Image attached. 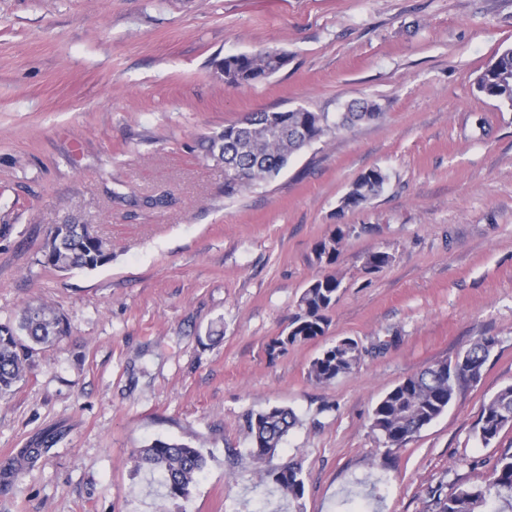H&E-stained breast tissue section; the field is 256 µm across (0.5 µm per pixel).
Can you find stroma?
Returning a JSON list of instances; mask_svg holds the SVG:
<instances>
[{"mask_svg":"<svg viewBox=\"0 0 512 512\" xmlns=\"http://www.w3.org/2000/svg\"><path fill=\"white\" fill-rule=\"evenodd\" d=\"M512 47V0H0V323L30 303L70 332L0 398V512H432L439 485L484 482L512 428L475 438L512 384V108L477 79ZM287 52L286 68L230 88L227 55ZM382 115L297 152L232 196L202 138L260 111L337 122ZM387 175L340 211L354 181ZM86 224L112 258L41 262L52 225ZM353 229L335 264L315 246ZM376 250L380 271L364 268ZM342 281L325 336L269 354L304 289ZM496 345L477 384L401 448L371 427L377 401L472 341ZM355 339L362 359L328 384L316 355ZM298 423L273 458L301 460L294 503L260 482L244 417ZM156 439L207 458L171 501L132 454ZM27 448L41 449L34 461ZM386 180L387 176L381 169H368L358 177L350 191L343 198L341 210L359 207L367 203L380 192Z\"/></svg>","mask_w":512,"mask_h":512,"instance_id":"1","label":"stroma"}]
</instances>
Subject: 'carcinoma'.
I'll return each mask as SVG.
<instances>
[{"label": "carcinoma", "mask_w": 512, "mask_h": 512, "mask_svg": "<svg viewBox=\"0 0 512 512\" xmlns=\"http://www.w3.org/2000/svg\"><path fill=\"white\" fill-rule=\"evenodd\" d=\"M288 54L282 50L263 49L254 53L228 55L217 70L230 87L254 85L282 70ZM483 95L512 107V48L503 50L478 79ZM379 107L369 101L350 104L337 123L306 109L253 112L246 121L224 127L220 140L209 141L208 150H220L224 160V194H237L257 182L277 177L282 160L294 149V133L306 128L308 135L319 139L328 132L349 128L362 121L379 117ZM387 180L379 168L362 173L343 198L341 208L359 207L379 193ZM352 233L348 226H338L315 246L317 260L336 262L342 241ZM44 263L60 270L94 269L111 260L106 243L93 234L86 224H63L53 228L45 243ZM392 256L374 251L365 257L364 267L378 271L389 265ZM341 280L334 274L314 279L304 289L300 312L288 327V339H273L268 352L273 355L295 343H306L325 334L329 327L328 312L335 306ZM69 333L67 318L54 308L38 303L25 307L17 325H0V398L13 392L23 380L27 362L35 347L48 345ZM496 344L493 337H481L453 359L429 366L406 378L385 393L372 410L371 427L388 448H399L438 418L456 399L461 387L481 378L482 369ZM361 357L356 340L341 338L323 349L309 367L308 376L317 384H327L351 373ZM250 438L248 454L257 465L262 482L273 484L293 501L303 498V465L290 460L278 466L271 460L283 438L296 425L295 412L287 407L250 412L245 417ZM512 427V385H507L484 403L475 434L489 445L500 432ZM135 470L157 477L165 497L185 499L206 466L200 449L176 440L156 439L137 451ZM436 512H512V455H502L493 465L489 480L483 485L454 484L450 491L437 496Z\"/></svg>", "instance_id": "obj_1"}]
</instances>
